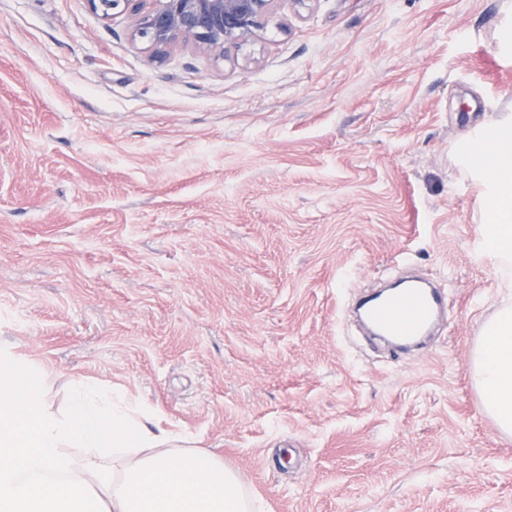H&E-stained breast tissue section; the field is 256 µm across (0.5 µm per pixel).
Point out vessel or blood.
<instances>
[{
	"mask_svg": "<svg viewBox=\"0 0 512 512\" xmlns=\"http://www.w3.org/2000/svg\"><path fill=\"white\" fill-rule=\"evenodd\" d=\"M448 296L426 278L412 277L389 293L367 296L359 313L374 335L392 345L393 354L419 346L447 309Z\"/></svg>",
	"mask_w": 512,
	"mask_h": 512,
	"instance_id": "obj_1",
	"label": "vessel or blood"
}]
</instances>
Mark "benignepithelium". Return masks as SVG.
<instances>
[{"mask_svg":"<svg viewBox=\"0 0 512 512\" xmlns=\"http://www.w3.org/2000/svg\"><path fill=\"white\" fill-rule=\"evenodd\" d=\"M276 0H89L108 18L116 9L138 15L131 37L156 56L175 46L224 51L239 47L261 29Z\"/></svg>","mask_w":512,"mask_h":512,"instance_id":"benign-epithelium-1","label":"benign epithelium"}]
</instances>
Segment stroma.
<instances>
[{"mask_svg":"<svg viewBox=\"0 0 512 512\" xmlns=\"http://www.w3.org/2000/svg\"><path fill=\"white\" fill-rule=\"evenodd\" d=\"M134 23L0 0V346L153 406L252 512H512L470 376L506 292L456 161L512 116V0H275L161 61ZM403 260L448 321L396 357L343 308Z\"/></svg>","mask_w":512,"mask_h":512,"instance_id":"obj_1","label":"stroma"}]
</instances>
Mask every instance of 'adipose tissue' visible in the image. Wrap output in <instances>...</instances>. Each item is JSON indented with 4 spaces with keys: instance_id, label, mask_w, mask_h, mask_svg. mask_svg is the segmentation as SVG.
<instances>
[{
    "instance_id": "ef3b65f1",
    "label": "adipose tissue",
    "mask_w": 512,
    "mask_h": 512,
    "mask_svg": "<svg viewBox=\"0 0 512 512\" xmlns=\"http://www.w3.org/2000/svg\"><path fill=\"white\" fill-rule=\"evenodd\" d=\"M463 165L481 182L485 241L512 288V128L464 140ZM483 412L512 437V305L482 328L470 367ZM154 409L120 389L54 383L0 350V512H248L235 472L204 448L178 447Z\"/></svg>"
}]
</instances>
